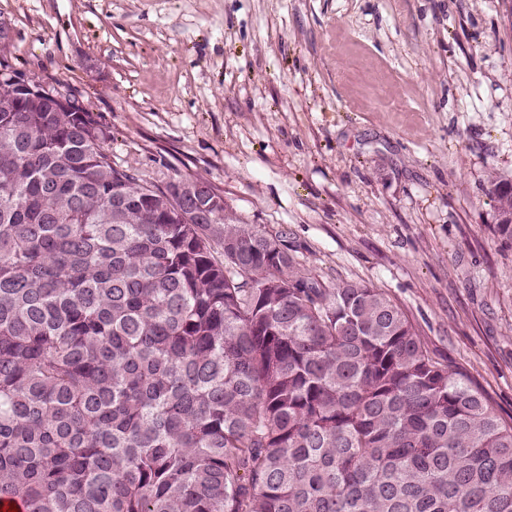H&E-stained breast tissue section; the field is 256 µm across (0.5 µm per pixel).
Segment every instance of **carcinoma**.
<instances>
[{
  "instance_id": "cac0c4a2",
  "label": "carcinoma",
  "mask_w": 512,
  "mask_h": 512,
  "mask_svg": "<svg viewBox=\"0 0 512 512\" xmlns=\"http://www.w3.org/2000/svg\"><path fill=\"white\" fill-rule=\"evenodd\" d=\"M109 138L75 98H0V505L512 512V424L399 304L222 196L178 219ZM489 193L512 244V183Z\"/></svg>"
}]
</instances>
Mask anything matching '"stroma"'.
<instances>
[{
	"instance_id": "stroma-1",
	"label": "stroma",
	"mask_w": 512,
	"mask_h": 512,
	"mask_svg": "<svg viewBox=\"0 0 512 512\" xmlns=\"http://www.w3.org/2000/svg\"><path fill=\"white\" fill-rule=\"evenodd\" d=\"M0 27L113 164L194 175L325 284L385 292L512 423V0H0ZM489 193L496 203L499 217L512 215V183L510 181L490 180Z\"/></svg>"
}]
</instances>
